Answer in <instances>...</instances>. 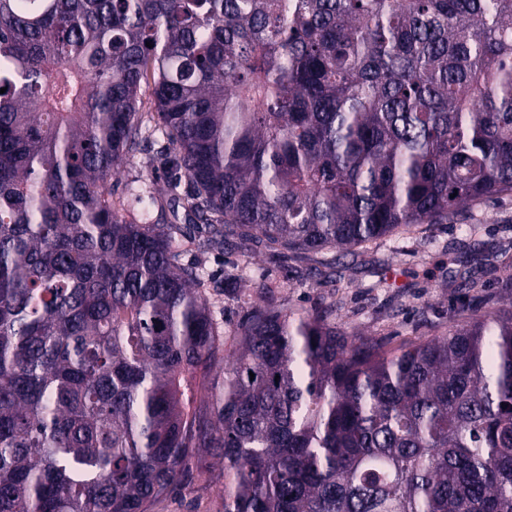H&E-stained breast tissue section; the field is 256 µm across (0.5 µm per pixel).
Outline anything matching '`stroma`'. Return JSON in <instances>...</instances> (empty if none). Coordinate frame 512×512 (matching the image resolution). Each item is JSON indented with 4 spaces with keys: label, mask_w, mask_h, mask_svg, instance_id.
Listing matches in <instances>:
<instances>
[{
    "label": "stroma",
    "mask_w": 512,
    "mask_h": 512,
    "mask_svg": "<svg viewBox=\"0 0 512 512\" xmlns=\"http://www.w3.org/2000/svg\"><path fill=\"white\" fill-rule=\"evenodd\" d=\"M141 99L143 119L154 132L112 178L116 196L132 212L143 206L135 192L140 184L150 185L153 195L167 203L185 191L151 178L157 153L168 141L158 126L150 88H143ZM182 260L197 263L204 276L220 282L212 310L225 329H235L248 307L260 301L257 293L240 287L241 279L249 278L274 284L276 309L312 314L335 303L337 329L395 349L448 333L460 308L490 315L512 301L501 292L502 277L512 274V192L477 202L447 223L421 224L349 251L281 253L237 239L225 252L189 250ZM467 272L479 283L464 293L453 282ZM210 464L204 476L187 470L180 493L154 501L148 512H222L224 465L217 458Z\"/></svg>",
    "instance_id": "obj_1"
}]
</instances>
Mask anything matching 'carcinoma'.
<instances>
[{
	"label": "carcinoma",
	"instance_id": "obj_1",
	"mask_svg": "<svg viewBox=\"0 0 512 512\" xmlns=\"http://www.w3.org/2000/svg\"><path fill=\"white\" fill-rule=\"evenodd\" d=\"M147 84L201 251L512 192V0H0V512H147L207 454L224 512H512V305L393 351L254 306L224 357L182 225L112 203Z\"/></svg>",
	"mask_w": 512,
	"mask_h": 512
}]
</instances>
